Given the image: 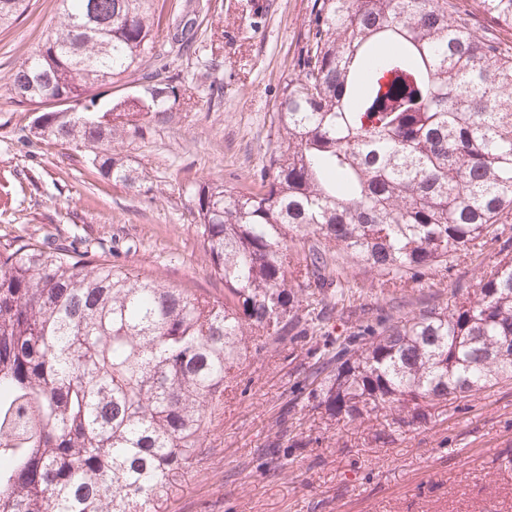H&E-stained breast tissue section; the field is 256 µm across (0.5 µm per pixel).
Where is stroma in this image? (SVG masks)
<instances>
[{"instance_id":"obj_1","label":"stroma","mask_w":512,"mask_h":512,"mask_svg":"<svg viewBox=\"0 0 512 512\" xmlns=\"http://www.w3.org/2000/svg\"><path fill=\"white\" fill-rule=\"evenodd\" d=\"M221 67L205 69L211 40L196 54L171 50L158 35L155 51L194 88L193 107L147 128L125 145L140 185L113 184L73 152L35 139L30 113L11 90L21 58L42 44L57 0H30L13 25L0 29V243L16 236L52 244L103 248L112 261L223 298L211 278L189 212L197 182L229 181L240 188L265 161L272 109L288 73L293 36L308 0H271L262 16L226 0ZM222 86L214 106L211 86ZM512 260V223L493 225L470 250L450 254L425 277L394 276L344 253L336 255L334 335L350 326V307L419 301L454 288L466 298L480 273ZM318 358L315 343L249 349L231 371L211 432L178 477L160 512H512V475L495 474L493 460L512 450V384L481 394L391 445L372 441L368 426L325 429L313 399L286 403L304 385ZM284 421L286 436L320 443L275 464L265 440Z\"/></svg>"}]
</instances>
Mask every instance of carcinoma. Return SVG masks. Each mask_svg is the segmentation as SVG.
Here are the masks:
<instances>
[{"label": "carcinoma", "mask_w": 512, "mask_h": 512, "mask_svg": "<svg viewBox=\"0 0 512 512\" xmlns=\"http://www.w3.org/2000/svg\"><path fill=\"white\" fill-rule=\"evenodd\" d=\"M30 0H0V28ZM12 91L37 139L133 189L118 152L174 118L185 80L153 54L160 0H58ZM512 30V0H475ZM189 0L168 33L196 51ZM132 91L101 102V88ZM93 106L94 112H76ZM254 187L200 182L190 214L224 298L95 251L0 245V512H151L197 457L246 351L328 336L341 251L421 278L512 220V45L454 0H309ZM302 262L292 269L291 244ZM309 395L376 443L512 383V261L453 308L351 311Z\"/></svg>", "instance_id": "obj_1"}]
</instances>
